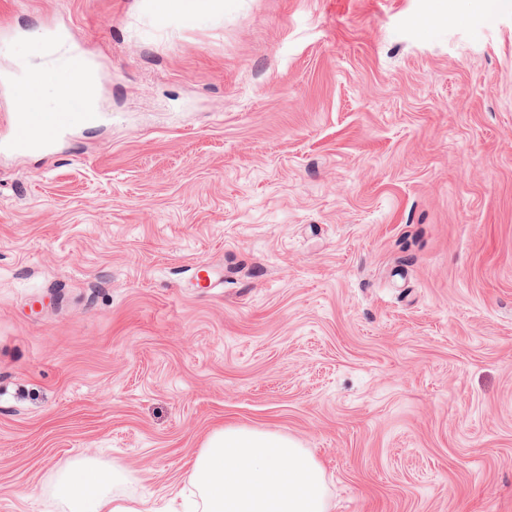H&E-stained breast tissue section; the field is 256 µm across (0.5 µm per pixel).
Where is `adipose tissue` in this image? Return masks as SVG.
I'll return each mask as SVG.
<instances>
[{
  "label": "adipose tissue",
  "mask_w": 512,
  "mask_h": 512,
  "mask_svg": "<svg viewBox=\"0 0 512 512\" xmlns=\"http://www.w3.org/2000/svg\"><path fill=\"white\" fill-rule=\"evenodd\" d=\"M99 75L89 71L73 82L57 73L28 71L21 95L24 112H60L66 99L94 102ZM124 467H100L87 459H70L57 469L54 498L68 512H168L117 494ZM190 483L196 497L186 498L183 512H330L324 471L296 440L246 426L215 431L197 454Z\"/></svg>",
  "instance_id": "1"
}]
</instances>
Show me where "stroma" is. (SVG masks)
<instances>
[{
  "label": "stroma",
  "mask_w": 512,
  "mask_h": 512,
  "mask_svg": "<svg viewBox=\"0 0 512 512\" xmlns=\"http://www.w3.org/2000/svg\"><path fill=\"white\" fill-rule=\"evenodd\" d=\"M101 118L9 148L25 37ZM0 512L175 494L227 425L330 512H512V0H0ZM151 8L159 20L177 14L186 22H195L204 13L224 10L223 0H151ZM122 464L112 462L108 468L87 459H69L57 468L53 497L67 505L69 512H179L146 507L139 500L115 493V486L123 481Z\"/></svg>",
  "instance_id": "obj_1"
}]
</instances>
